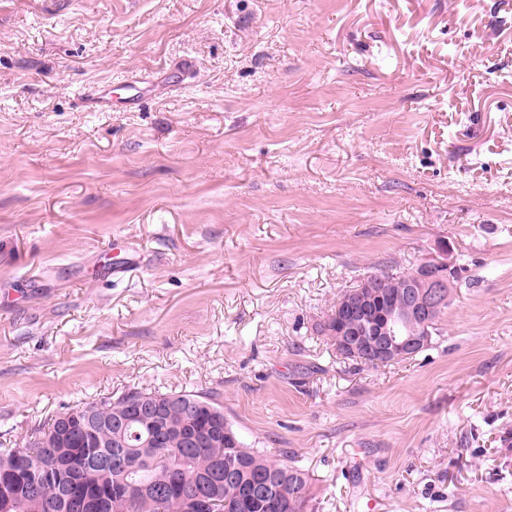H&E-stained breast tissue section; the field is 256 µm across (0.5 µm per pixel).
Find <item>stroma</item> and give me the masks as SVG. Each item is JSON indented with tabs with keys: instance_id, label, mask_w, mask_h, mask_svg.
Segmentation results:
<instances>
[{
	"instance_id": "1",
	"label": "stroma",
	"mask_w": 512,
	"mask_h": 512,
	"mask_svg": "<svg viewBox=\"0 0 512 512\" xmlns=\"http://www.w3.org/2000/svg\"><path fill=\"white\" fill-rule=\"evenodd\" d=\"M440 258L422 352L320 332ZM132 388L215 397L311 512H512V0H0V448Z\"/></svg>"
}]
</instances>
